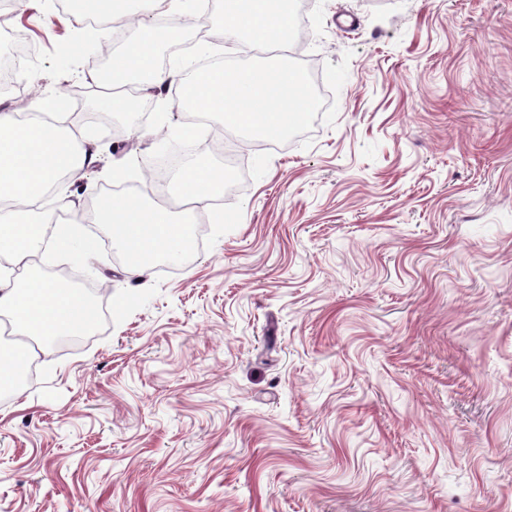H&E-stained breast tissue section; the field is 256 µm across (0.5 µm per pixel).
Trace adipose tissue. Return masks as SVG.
I'll list each match as a JSON object with an SVG mask.
<instances>
[{
    "mask_svg": "<svg viewBox=\"0 0 512 512\" xmlns=\"http://www.w3.org/2000/svg\"><path fill=\"white\" fill-rule=\"evenodd\" d=\"M224 37L235 40L247 33L251 41L278 48L284 45L288 15L274 0H226L222 21ZM157 41L147 31L139 32L110 57L107 94L100 108L128 111V102L117 89L136 74L145 75V87L162 89L180 80L181 73L156 64ZM293 72L287 66L259 67L242 73L216 70L190 86V100L206 111L218 113L225 126L257 131L268 139L280 138L303 110L301 96L288 91ZM32 117L19 120L16 113H0V255L18 267H29L45 240L57 249L70 248L78 239L76 223L55 224L49 213L31 215L45 188L54 186L70 166L85 167L97 160L93 148L82 147L66 127L41 120V98L30 100ZM224 182V172L213 166L193 164L182 170L175 192L185 202L205 208ZM96 213L108 234L127 245L126 268L143 276L151 264L141 245L154 252L177 256L185 238L184 226L167 205L141 207L134 200L115 197L97 201ZM11 317L17 336H58L91 327L93 317L78 294L47 281L30 280L21 285L0 286V312Z\"/></svg>",
    "mask_w": 512,
    "mask_h": 512,
    "instance_id": "obj_1",
    "label": "adipose tissue"
}]
</instances>
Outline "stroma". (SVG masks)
I'll return each instance as SVG.
<instances>
[{
	"label": "stroma",
	"mask_w": 512,
	"mask_h": 512,
	"mask_svg": "<svg viewBox=\"0 0 512 512\" xmlns=\"http://www.w3.org/2000/svg\"><path fill=\"white\" fill-rule=\"evenodd\" d=\"M59 2L7 17L33 52L0 113L66 98L99 156L70 199L121 182L153 204L181 87L142 127L95 110L84 53L55 59ZM223 2L183 40L306 65L325 107L276 141L195 126L237 188L192 211L180 265L131 277L119 241L33 265L104 312L36 341L0 397V512H512V0H308L281 48L222 39Z\"/></svg>",
	"instance_id": "1"
}]
</instances>
